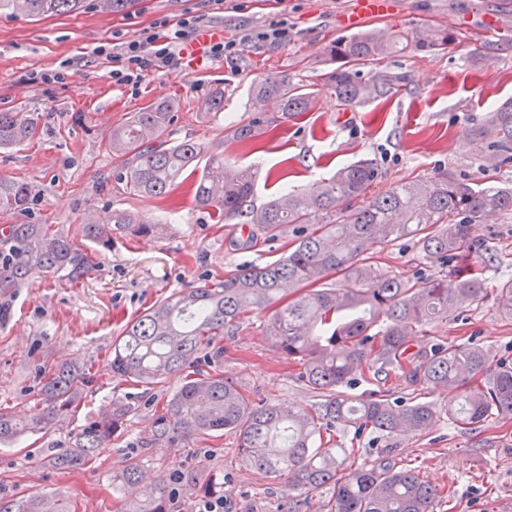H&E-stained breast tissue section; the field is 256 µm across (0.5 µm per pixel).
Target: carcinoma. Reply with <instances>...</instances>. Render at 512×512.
<instances>
[{
	"label": "carcinoma",
	"mask_w": 512,
	"mask_h": 512,
	"mask_svg": "<svg viewBox=\"0 0 512 512\" xmlns=\"http://www.w3.org/2000/svg\"><path fill=\"white\" fill-rule=\"evenodd\" d=\"M138 0H0V11L30 18L61 16L89 7L119 13ZM453 32L429 36L365 30L342 38L329 50L338 66L326 82L340 101L353 104L386 92L399 75L367 81L357 66L376 57L418 50L444 49ZM280 101L283 115L306 111L311 93L285 75H267L250 88V107L257 116L232 126L238 142L255 139L272 120L262 117L265 101ZM173 103L155 101L112 129L108 148L120 159L112 177L129 193L159 198L185 172L198 174L193 186L196 206L212 211L217 222L249 225L272 237L284 227L316 224L317 230L296 240L279 260L241 269L211 283L175 292L148 312L125 324L112 342L109 368L134 388L151 389L167 376L186 372L185 382L162 408L155 426L164 437L179 432L189 438L238 434L241 460L258 472L284 479L297 492L288 507L273 512H306V495L323 488L330 499L320 512H434L444 493L419 471L398 465L387 445L400 433H423L444 413L457 427L473 430L490 417L512 416V363L500 364L489 377V355L473 343L435 344L411 350L412 337L436 321L451 320L487 293L475 256L481 245L471 227L493 216L512 218V186L483 187L451 173L426 182L393 186L367 196L379 177L371 159L356 161L309 192L286 191L261 206L255 204L253 170L224 153L192 139L169 137ZM37 121L25 112H0V148L32 138ZM492 135L490 156L500 166L512 165V107L500 108L475 130ZM205 163H200V160ZM28 184L0 178V213L28 208ZM165 226L139 214L118 210L108 224H84L82 236L107 244L117 235H157ZM412 238L423 257L440 268L423 281L396 279L370 263L377 244ZM96 250L78 245L54 224H0V295L14 291L38 271L78 281L96 267ZM332 274L339 287L324 285ZM500 311L512 317V279L495 289ZM272 311L266 332L275 348L303 367L301 378L316 401L296 412L286 406L256 402L238 383L224 377L213 363L222 356L224 331L254 311ZM400 371L413 384L455 392L444 410L423 401L398 405L387 398L353 397L343 387L366 376ZM39 401L43 416L29 421L0 411V444L37 434L71 413L83 398L88 380L76 365L40 370ZM133 406L115 399L85 426L65 453L49 463L78 469L112 439ZM353 432L358 439L374 434L386 442L377 458L356 466L349 448H332L336 434ZM143 472L128 465L112 476V484H138ZM171 497L158 479L124 512H171ZM68 505L43 496L0 501V512H67Z\"/></svg>",
	"instance_id": "1"
}]
</instances>
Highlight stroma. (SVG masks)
I'll use <instances>...</instances> for the list:
<instances>
[{
    "label": "stroma",
    "instance_id": "stroma-1",
    "mask_svg": "<svg viewBox=\"0 0 512 512\" xmlns=\"http://www.w3.org/2000/svg\"><path fill=\"white\" fill-rule=\"evenodd\" d=\"M354 0H226L215 11L211 0H138L122 14L92 9L76 15L32 20L0 13V111L30 112L40 127L33 138L0 151V177L27 183L33 192L28 209L0 214V224H55L68 233L92 221L106 222L116 210L139 212L163 224L156 236H124L98 248V265L78 283L36 272L13 297L8 321L0 324V410L21 417L40 415L39 369L62 361L90 366L86 393L71 416L47 431L0 445V499L52 495L76 512H123L138 495L135 487L116 488L112 473L138 465L144 473L169 482L175 512H195L203 500L224 496L234 512H263L266 503L284 499L283 480L247 468L235 434L198 442L179 433L156 436L155 421L166 400L184 382L169 375L150 391H138L136 409L112 441L99 448L90 467L56 469L48 455L72 445L87 422L128 386L105 368L112 341L124 324L172 293L214 277L279 259L300 233L313 225L290 226L270 238H246L239 225L219 224L192 200L191 179L177 181L162 199L137 198L123 185L100 186V175L117 161L107 150L113 127L157 100L174 104L172 139L192 138L218 148L257 174V203L283 187L308 189L360 158L377 163L380 176L370 194L392 186L452 172L488 186L512 183V166L497 167L487 138L474 130L489 112L512 100V0H399L400 10L368 28L392 32L427 27L454 30L448 49L407 50L364 62V78L380 73L404 80L382 97L342 106L325 86L323 75L335 68L328 49L341 37L334 19ZM191 12L224 37H240L284 21L283 44L247 42L231 58H205L146 77L138 90L114 86L112 63L94 56L100 42L131 38L155 21ZM74 61L64 82H30L32 72ZM267 74H285L307 85L314 102L307 112L282 118L278 102L264 106L276 127L243 148L225 140L228 124L249 121L251 83ZM224 87V111L204 106L214 84ZM487 261L483 274L492 290L512 277V265L494 255L512 253V219L495 217L472 227ZM373 262L384 272L412 281L437 275L425 262L416 240L405 238L376 247ZM268 312L249 314L221 345L225 377L245 386L251 397L309 409L313 397L300 377L299 364L276 351L265 332ZM474 340L484 346L490 366L512 363V318L503 315L490 293L466 306L458 319L429 325L414 347ZM360 397L385 392L444 407L445 392L414 385L401 375L382 382L366 378L348 387ZM399 465L420 469L444 489L448 504L436 512H512V417H493L472 431L458 429L447 417L423 434L395 438Z\"/></svg>",
    "mask_w": 512,
    "mask_h": 512
}]
</instances>
